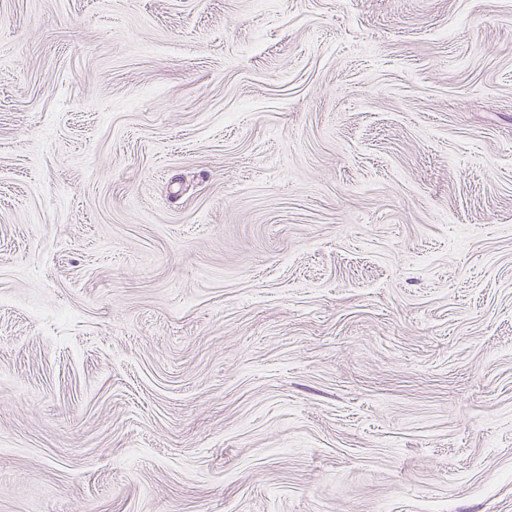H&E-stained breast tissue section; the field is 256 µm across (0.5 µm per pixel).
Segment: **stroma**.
I'll return each instance as SVG.
<instances>
[{
  "instance_id": "35a3bbf8",
  "label": "stroma",
  "mask_w": 512,
  "mask_h": 512,
  "mask_svg": "<svg viewBox=\"0 0 512 512\" xmlns=\"http://www.w3.org/2000/svg\"><path fill=\"white\" fill-rule=\"evenodd\" d=\"M0 512H512V0H0Z\"/></svg>"
}]
</instances>
